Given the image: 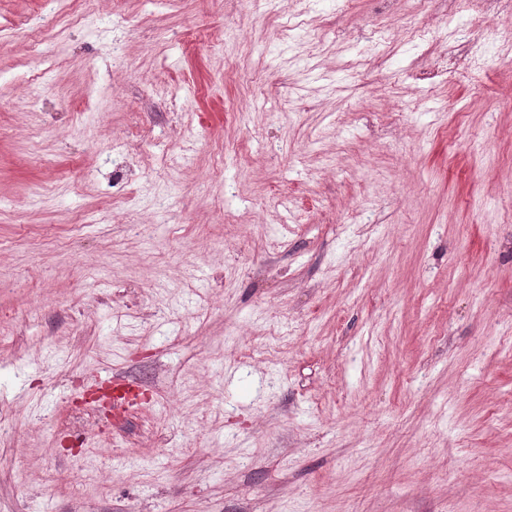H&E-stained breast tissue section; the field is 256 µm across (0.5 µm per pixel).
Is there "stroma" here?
Instances as JSON below:
<instances>
[{
	"label": "stroma",
	"mask_w": 512,
	"mask_h": 512,
	"mask_svg": "<svg viewBox=\"0 0 512 512\" xmlns=\"http://www.w3.org/2000/svg\"><path fill=\"white\" fill-rule=\"evenodd\" d=\"M89 7L0 0V512H512V14ZM93 387H104L112 386V397L109 399V404L114 403L117 407H123L124 405H130L131 402L136 398V388L138 385L134 384L130 380L118 374H112L111 371H101L93 375L91 380Z\"/></svg>",
	"instance_id": "obj_1"
}]
</instances>
